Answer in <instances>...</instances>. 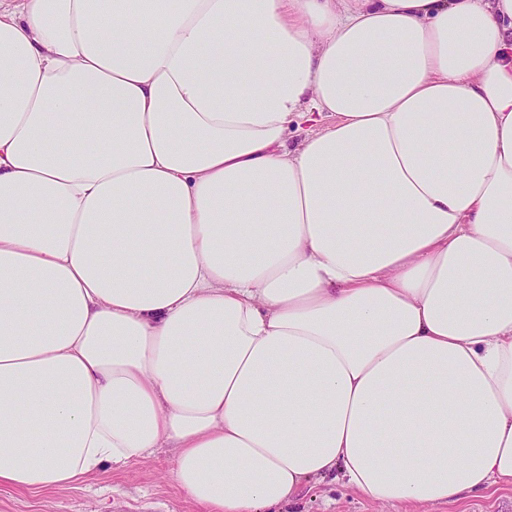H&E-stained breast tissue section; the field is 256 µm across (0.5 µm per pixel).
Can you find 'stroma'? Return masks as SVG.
<instances>
[{
  "label": "stroma",
  "mask_w": 512,
  "mask_h": 512,
  "mask_svg": "<svg viewBox=\"0 0 512 512\" xmlns=\"http://www.w3.org/2000/svg\"><path fill=\"white\" fill-rule=\"evenodd\" d=\"M171 468L172 453L163 448L125 469L104 466L76 488L31 493L0 487V512H199L176 490ZM287 512H512V487L412 509L381 506L332 479H314L302 486Z\"/></svg>",
  "instance_id": "1"
}]
</instances>
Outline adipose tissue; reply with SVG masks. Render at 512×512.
Instances as JSON below:
<instances>
[{
    "label": "adipose tissue",
    "mask_w": 512,
    "mask_h": 512,
    "mask_svg": "<svg viewBox=\"0 0 512 512\" xmlns=\"http://www.w3.org/2000/svg\"><path fill=\"white\" fill-rule=\"evenodd\" d=\"M160 448L202 512L512 486V0H0V487Z\"/></svg>",
    "instance_id": "1"
}]
</instances>
